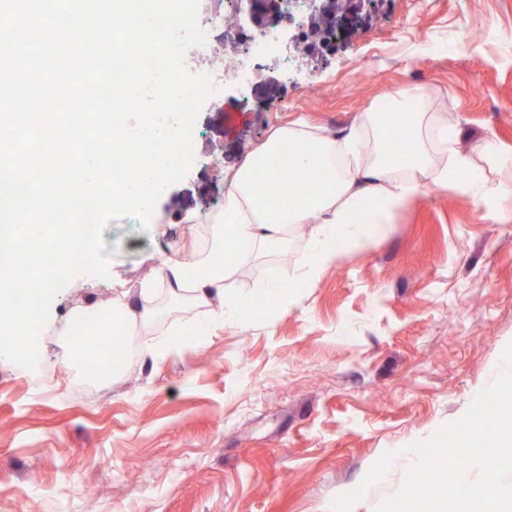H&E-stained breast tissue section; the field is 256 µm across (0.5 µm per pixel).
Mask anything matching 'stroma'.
Listing matches in <instances>:
<instances>
[{
  "instance_id": "1",
  "label": "stroma",
  "mask_w": 512,
  "mask_h": 512,
  "mask_svg": "<svg viewBox=\"0 0 512 512\" xmlns=\"http://www.w3.org/2000/svg\"><path fill=\"white\" fill-rule=\"evenodd\" d=\"M357 36L276 67L275 105L225 85L196 120L194 163L148 229L103 232L109 275L76 273L38 338L53 387L0 359V512H332L384 452L387 474L351 512H377L418 458L408 445L459 419L502 377L512 343V220L484 194L512 165V0H352ZM418 85L450 112L474 192L427 186L383 235L301 278L309 225L284 247L234 256L227 293L294 283V300L224 318L219 300L174 299L157 271L191 260L238 170L278 127L305 119L343 139L359 113ZM493 137L490 158L475 145ZM153 318L111 376L65 364L68 321L138 302ZM164 347L153 356V347Z\"/></svg>"
}]
</instances>
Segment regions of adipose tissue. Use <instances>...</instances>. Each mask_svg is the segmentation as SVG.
I'll list each match as a JSON object with an SVG mask.
<instances>
[{
  "instance_id": "ef3b65f1",
  "label": "adipose tissue",
  "mask_w": 512,
  "mask_h": 512,
  "mask_svg": "<svg viewBox=\"0 0 512 512\" xmlns=\"http://www.w3.org/2000/svg\"><path fill=\"white\" fill-rule=\"evenodd\" d=\"M363 131L372 142L371 162L337 168L332 180H322V169L343 155L356 154ZM432 136L443 143L448 164H436L427 146ZM271 155L282 158L286 177L268 185L257 181L255 173ZM464 163L455 129L433 126L422 92L394 97L389 111L361 113L357 130L340 141L302 127L280 128L238 171L224 197L223 214L213 220L208 255L194 263L167 260L159 277L173 287L174 297L188 290L195 301L206 304L218 295L224 313L236 312L246 300L225 294L227 266L217 261V254L240 245L275 244L290 226L307 224L314 248L306 276L316 279L341 248L354 247L365 234L383 233L392 215L425 186L467 189L470 175ZM361 205L369 219L358 224L351 214Z\"/></svg>"
}]
</instances>
